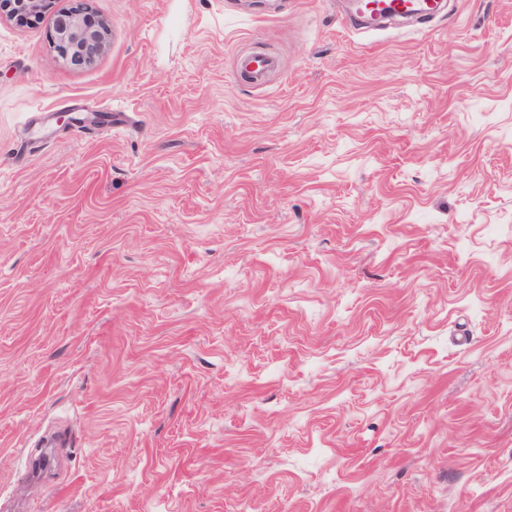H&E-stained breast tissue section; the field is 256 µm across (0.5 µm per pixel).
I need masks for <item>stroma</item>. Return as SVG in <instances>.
<instances>
[{
  "mask_svg": "<svg viewBox=\"0 0 512 512\" xmlns=\"http://www.w3.org/2000/svg\"><path fill=\"white\" fill-rule=\"evenodd\" d=\"M71 5L0 19V512H512V0ZM442 0H380L358 3L356 12L359 15L390 12L392 15H408L417 13L425 18H433ZM86 5L71 7L50 35L58 55L73 65H90L106 50L109 25L105 20L92 26Z\"/></svg>",
  "mask_w": 512,
  "mask_h": 512,
  "instance_id": "35a3bbf8",
  "label": "stroma"
}]
</instances>
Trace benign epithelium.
<instances>
[{"label": "benign epithelium", "mask_w": 512, "mask_h": 512, "mask_svg": "<svg viewBox=\"0 0 512 512\" xmlns=\"http://www.w3.org/2000/svg\"><path fill=\"white\" fill-rule=\"evenodd\" d=\"M54 0H17L15 10L6 16L19 24L38 22L52 8ZM109 25L101 21L93 26L88 20L87 6L71 7L50 35L58 55L74 65H90L106 50Z\"/></svg>", "instance_id": "7a95c632"}]
</instances>
